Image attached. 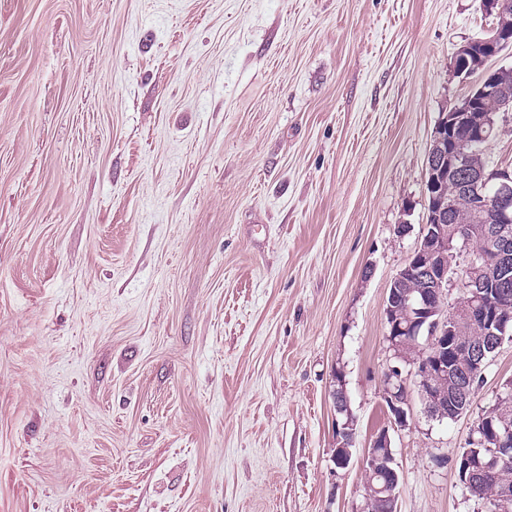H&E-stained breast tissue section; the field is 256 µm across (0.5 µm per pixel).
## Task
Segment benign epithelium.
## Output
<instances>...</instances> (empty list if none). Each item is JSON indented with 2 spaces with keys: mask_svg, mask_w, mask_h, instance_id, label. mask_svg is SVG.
I'll use <instances>...</instances> for the list:
<instances>
[{
  "mask_svg": "<svg viewBox=\"0 0 512 512\" xmlns=\"http://www.w3.org/2000/svg\"><path fill=\"white\" fill-rule=\"evenodd\" d=\"M512 41V29L493 27L484 46L490 52L496 51L499 44ZM481 96L497 94L502 100L505 111L512 110V95L497 84L494 75L487 73L478 90ZM466 130L472 140H487L491 128L473 120L472 113L454 110L442 113L433 133L426 162L425 196L430 198L432 224L424 225V232L405 265L392 280L397 284L406 276L414 275L430 283V287L419 300L406 298L401 300L396 288H391L385 315L392 316L394 311L404 306L416 318L404 326L396 319L391 323V333L387 335L390 349L399 348L409 336L422 335L425 344L419 356L405 362L407 369L392 366L386 373L383 398L390 407L391 427L401 429L407 426L411 415L408 380L417 379L418 393L421 398L422 412L425 416L437 419L446 406L443 385L448 381V350L462 351L481 367L488 354L495 353L512 334V315L505 314L508 300L512 297V169L499 167L490 174L474 172L467 168L465 144L458 137L460 130ZM448 178L455 179L462 190L478 198L481 208L493 213V223L478 226L472 230L455 227L448 229L449 203L439 197V187ZM463 236L472 232L481 235L492 252V262L471 263L468 277L461 281L466 288V297L452 309L445 306L448 287L455 282L457 268L448 260V232ZM497 280L499 291H488L487 281ZM485 327L483 338L476 341L471 337V329ZM453 391L458 401L471 397L474 374L463 373L453 378ZM356 425L349 420L336 426V448L333 458L336 467L349 466L355 444ZM483 442H492L499 448L495 458L475 468H463V484L468 489H478L485 484L488 476L501 466L512 464V427L503 426V432L493 431L489 436L481 437ZM391 448L389 429H380L372 438L364 461L379 459L377 450ZM387 477L376 499L396 503L400 491V473L386 467Z\"/></svg>",
  "mask_w": 512,
  "mask_h": 512,
  "instance_id": "1",
  "label": "benign epithelium"
}]
</instances>
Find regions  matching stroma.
Returning <instances> with one entry per match:
<instances>
[{
  "label": "stroma",
  "mask_w": 512,
  "mask_h": 512,
  "mask_svg": "<svg viewBox=\"0 0 512 512\" xmlns=\"http://www.w3.org/2000/svg\"><path fill=\"white\" fill-rule=\"evenodd\" d=\"M482 0H0V512H358L385 300ZM409 225L406 235L394 227ZM341 381L356 419L332 461ZM412 396L398 512H484ZM356 434V425L352 420L339 426L336 419V448H334L333 458L337 468L344 469L349 466L352 457L351 448L355 444Z\"/></svg>",
  "instance_id": "35a3bbf8"
}]
</instances>
